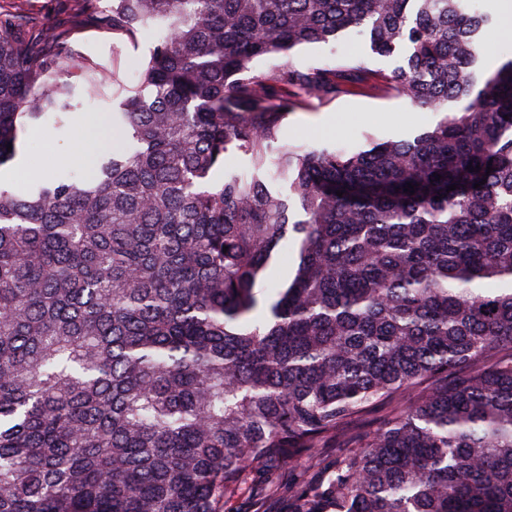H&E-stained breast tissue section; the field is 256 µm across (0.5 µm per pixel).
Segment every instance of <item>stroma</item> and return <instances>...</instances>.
<instances>
[{"instance_id":"1","label":"stroma","mask_w":512,"mask_h":512,"mask_svg":"<svg viewBox=\"0 0 512 512\" xmlns=\"http://www.w3.org/2000/svg\"><path fill=\"white\" fill-rule=\"evenodd\" d=\"M105 7L106 0H96L87 13L77 18L73 15L72 0H0V21L26 23L35 35L46 29L79 25L72 48L100 66L94 82L78 70L68 76V83L90 88L91 99L72 114L63 130L41 127L25 135L17 158L0 170L9 183L25 185L35 178L54 176L66 158L86 157L90 146L87 118L103 119L113 103L118 102L119 85L130 82L125 69L127 60L148 57L153 34H142L134 43L113 36L111 25L101 19ZM370 84L369 74L359 75L349 92L330 99H314L289 112L283 124L285 137L306 147H352L362 143L367 131L400 139L436 122L434 113L411 108L398 98L380 96L371 90Z\"/></svg>"}]
</instances>
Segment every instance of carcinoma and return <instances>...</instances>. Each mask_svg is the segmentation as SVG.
<instances>
[{"mask_svg":"<svg viewBox=\"0 0 512 512\" xmlns=\"http://www.w3.org/2000/svg\"><path fill=\"white\" fill-rule=\"evenodd\" d=\"M109 15L116 35L155 32L106 115L116 141L88 178L0 180V512H234L245 490L249 512H512V58L478 67L492 15ZM344 31L401 60L372 90L439 119L352 149L286 139V112L362 70L293 53ZM71 35L0 28V166L30 126L65 125L61 79L94 70ZM230 152L248 167L224 168ZM290 241L297 269L263 322L255 288Z\"/></svg>","mask_w":512,"mask_h":512,"instance_id":"obj_1","label":"carcinoma"}]
</instances>
